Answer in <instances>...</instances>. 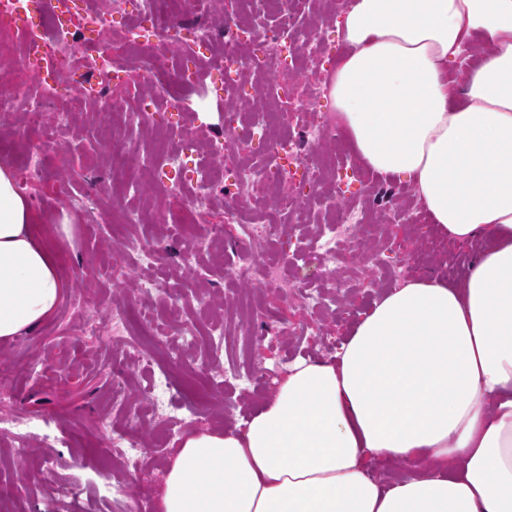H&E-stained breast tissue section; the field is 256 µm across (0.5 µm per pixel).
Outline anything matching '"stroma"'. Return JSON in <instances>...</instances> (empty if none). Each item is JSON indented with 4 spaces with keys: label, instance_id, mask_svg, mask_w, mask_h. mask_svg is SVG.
<instances>
[{
    "label": "stroma",
    "instance_id": "1",
    "mask_svg": "<svg viewBox=\"0 0 512 512\" xmlns=\"http://www.w3.org/2000/svg\"><path fill=\"white\" fill-rule=\"evenodd\" d=\"M14 123V117L0 115V166L18 174L32 156ZM51 133L64 143L61 175L71 182L75 204H62L53 194L29 183L22 184L21 189L36 215L35 238L50 245L64 292L55 313L31 334L0 342V364L12 370L0 411L45 419L56 439L33 448L0 434V512H15L19 506L24 512H112L111 500L93 486L98 472L110 473L133 494L152 497L179 446V437L168 434L164 417L139 406L146 396L150 368L136 363L128 346L113 342L111 337H84L69 330L66 314L74 300L89 298L102 312L121 305L133 321L148 315L170 345L181 344L184 328H192L197 338L194 350L170 370L177 402L182 413L190 416L191 429H224L234 427L272 397L274 388L264 383L265 374L282 371L301 358L335 356V349L324 344L321 336L331 331L337 340L347 337L352 324L381 294L380 289L363 285L378 268L397 266L406 257L412 275L431 273L456 280L491 243L490 237L478 238L465 246L463 260L452 264L423 247L411 226L363 225L355 244V269L341 290L343 320H312V329L301 340L270 346L258 359L241 343L228 341L223 362L233 366L240 378L211 386L207 378L216 366L207 358L203 306L210 304L222 312L226 330L235 334L245 303L268 299L257 282L250 285L248 297H241L237 283L226 276L225 266L235 258L238 225H228L222 245L210 250L206 247L209 224L218 218L213 210L198 215L194 223L171 224L155 204L144 223H115L112 206L106 201L113 188L111 117L101 108L91 107L54 126ZM65 215L75 226L69 242L59 237L60 220ZM140 245L162 251L157 267L147 269L134 261L133 249ZM147 277L162 282L166 297L138 296L137 285ZM174 304L181 311L176 322L169 317ZM117 368L123 370L126 386L120 406L114 404L112 393ZM116 426L127 428L144 444L146 453L139 468L114 459L110 438ZM44 456L57 459L59 468L42 471L40 459ZM79 463L86 466L87 485L79 493L58 499V487L68 481Z\"/></svg>",
    "mask_w": 512,
    "mask_h": 512
}]
</instances>
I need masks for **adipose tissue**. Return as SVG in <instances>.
Instances as JSON below:
<instances>
[{
	"mask_svg": "<svg viewBox=\"0 0 512 512\" xmlns=\"http://www.w3.org/2000/svg\"><path fill=\"white\" fill-rule=\"evenodd\" d=\"M337 28L327 88L355 165L406 182L450 240L494 244L461 281L379 296L248 420L188 433L159 512H512V0H340ZM32 220L1 166V341L63 295ZM371 459L403 473L378 482Z\"/></svg>",
	"mask_w": 512,
	"mask_h": 512,
	"instance_id": "obj_1",
	"label": "adipose tissue"
}]
</instances>
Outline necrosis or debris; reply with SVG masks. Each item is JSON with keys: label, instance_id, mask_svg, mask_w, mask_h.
I'll use <instances>...</instances> for the list:
<instances>
[{"label": "necrosis or debris", "instance_id": "obj_1", "mask_svg": "<svg viewBox=\"0 0 512 512\" xmlns=\"http://www.w3.org/2000/svg\"><path fill=\"white\" fill-rule=\"evenodd\" d=\"M164 11L159 0H96L94 7L63 26L45 17V35L23 41L24 55L41 56L60 75L85 81V90L60 88L55 82H38L11 51L17 31L0 21V71L13 80L10 90L0 93V112L24 108L34 136L29 145L36 160L27 173L41 182L45 168L55 157L47 141L38 139L51 116L82 111L89 102L106 104L113 119L125 126L160 129V147L151 165L153 174L180 168L183 153L195 151L201 164L192 174L191 192H177V214H192L208 205L215 190L224 192V220L212 231L222 235L225 225H239L246 240L267 242L277 238L282 225L303 222V206L316 202L337 210L335 198L323 194L326 174L315 145L336 142L339 134L326 113L317 108L323 94V43L302 28L307 0H234L226 10L224 0H171ZM133 10L129 20L119 14ZM103 37L87 53H79L88 30ZM208 55L212 72L224 99L234 103L248 98L256 77H268L269 108L247 114L226 112L223 131L204 132L201 126L180 119L179 94L200 88L195 77V59ZM258 136L263 157L237 163L231 143ZM141 156L126 143L113 144L114 176L123 182L124 194L142 199L139 178ZM259 203L273 209L278 221H247L246 207ZM377 210L385 224H418L416 211L400 212L387 206L383 197L360 198L353 207L337 210L338 219L326 226L322 247L328 259L347 258L360 217ZM293 253L281 250L274 260L260 263L251 250L240 247L236 260L227 266L228 276L246 281L260 273L267 293L315 308L320 295L307 293L288 279L285 271Z\"/></svg>", "mask_w": 512, "mask_h": 512}]
</instances>
